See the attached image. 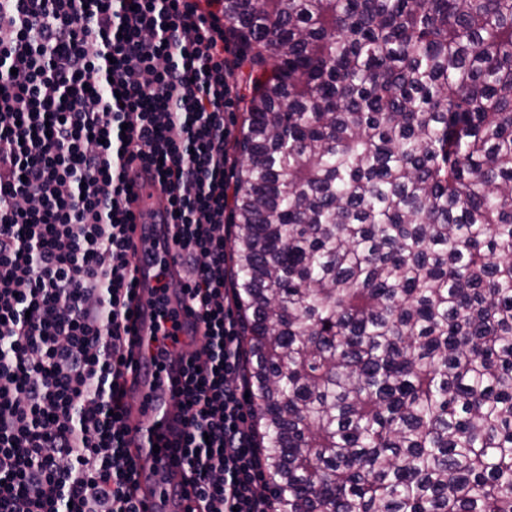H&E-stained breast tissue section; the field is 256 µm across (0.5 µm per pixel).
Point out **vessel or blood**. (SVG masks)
<instances>
[{"instance_id": "1", "label": "vessel or blood", "mask_w": 512, "mask_h": 512, "mask_svg": "<svg viewBox=\"0 0 512 512\" xmlns=\"http://www.w3.org/2000/svg\"><path fill=\"white\" fill-rule=\"evenodd\" d=\"M127 182L134 215L128 237L136 282L128 341L127 448L137 466L141 501L152 512H188L190 501L176 485L164 483L163 476L176 460L175 446L184 430L178 398L187 363L176 349L188 347L201 328L188 308L183 268L173 259L170 216L156 206L160 183L137 167L129 169ZM165 310L178 318L177 338L163 334Z\"/></svg>"}]
</instances>
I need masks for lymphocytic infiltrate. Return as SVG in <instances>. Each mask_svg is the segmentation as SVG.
I'll list each match as a JSON object with an SVG mask.
<instances>
[{
	"label": "lymphocytic infiltrate",
	"mask_w": 512,
	"mask_h": 512,
	"mask_svg": "<svg viewBox=\"0 0 512 512\" xmlns=\"http://www.w3.org/2000/svg\"><path fill=\"white\" fill-rule=\"evenodd\" d=\"M224 0H0V512H145L126 448V169L152 170L202 335L173 469L267 512L227 288Z\"/></svg>",
	"instance_id": "obj_1"
}]
</instances>
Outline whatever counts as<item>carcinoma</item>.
<instances>
[{
    "label": "carcinoma",
    "mask_w": 512,
    "mask_h": 512,
    "mask_svg": "<svg viewBox=\"0 0 512 512\" xmlns=\"http://www.w3.org/2000/svg\"><path fill=\"white\" fill-rule=\"evenodd\" d=\"M271 512H512V0H224Z\"/></svg>",
    "instance_id": "carcinoma-1"
}]
</instances>
